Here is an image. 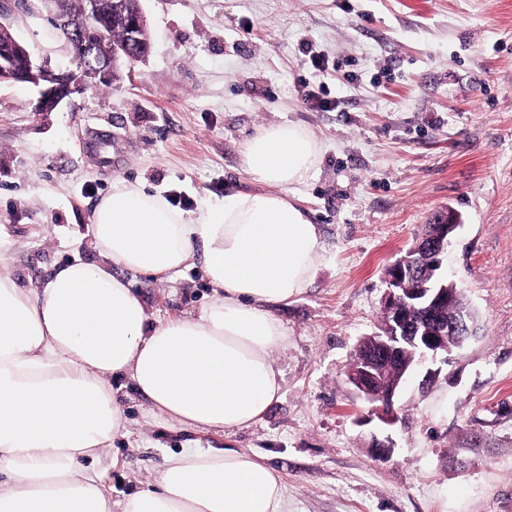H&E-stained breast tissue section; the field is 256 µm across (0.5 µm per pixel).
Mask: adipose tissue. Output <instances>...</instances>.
Wrapping results in <instances>:
<instances>
[{"label":"adipose tissue","mask_w":512,"mask_h":512,"mask_svg":"<svg viewBox=\"0 0 512 512\" xmlns=\"http://www.w3.org/2000/svg\"><path fill=\"white\" fill-rule=\"evenodd\" d=\"M320 153L301 126L260 128L243 149L260 190L188 218L131 185L94 211L96 259L33 288L0 273V512H287L279 476L253 452L170 455L119 501L97 460L126 429L113 378L199 430L249 428L279 398L271 352L287 333L272 309L304 292L322 258L318 225L286 189L308 180ZM198 255L214 297L194 316L151 319L114 274L169 280Z\"/></svg>","instance_id":"adipose-tissue-1"}]
</instances>
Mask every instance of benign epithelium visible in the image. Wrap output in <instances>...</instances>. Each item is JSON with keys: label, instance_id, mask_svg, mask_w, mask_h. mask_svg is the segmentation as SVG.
Wrapping results in <instances>:
<instances>
[{"label": "benign epithelium", "instance_id": "7a95c632", "mask_svg": "<svg viewBox=\"0 0 512 512\" xmlns=\"http://www.w3.org/2000/svg\"><path fill=\"white\" fill-rule=\"evenodd\" d=\"M104 0H84L80 22L69 10V0H55L54 21L65 37L76 67L54 70L37 61L27 47L11 34L10 24L0 14V81L27 83L39 89L34 105L36 112H50L63 100L82 94L102 82L112 81L116 62L128 67L145 61L152 52L153 42L146 19L142 14L125 21L124 36L112 50V57L103 61L84 63L81 58L94 51L93 22L105 10ZM461 226L460 215L450 210L432 225L425 244H415L422 250L425 261L416 264L404 259L396 261L385 273V298L382 305L386 324L384 332L371 351L350 362L344 374L368 400L379 402L381 419L392 424L395 414L392 399L404 385L415 366H405L394 374L389 364L399 358L402 350L410 348L419 359L447 353L448 334L470 335V314L460 311L448 320L441 314L444 305L451 304L460 286L457 280L443 272L449 237Z\"/></svg>", "mask_w": 512, "mask_h": 512}]
</instances>
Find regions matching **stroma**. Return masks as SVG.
<instances>
[{
	"mask_svg": "<svg viewBox=\"0 0 512 512\" xmlns=\"http://www.w3.org/2000/svg\"><path fill=\"white\" fill-rule=\"evenodd\" d=\"M37 60L72 67L43 0H0ZM153 51L106 86L38 112V91L0 84V268L22 287L89 259L93 214L112 191H178L193 216L258 190L243 143L296 124L320 141L309 179L288 195L321 231L311 285L275 307L288 331L273 359L281 396L255 425L195 432L150 417L126 377L128 420L98 461L113 500L190 448L257 453L288 512H512V0H139ZM353 73L329 77L332 112L299 93L307 48ZM458 211L447 268L478 314L427 385L381 422L344 377L379 333L388 265L436 214ZM119 277L155 319L195 315L213 297L202 259L161 282ZM390 445L380 455L377 444Z\"/></svg>",
	"mask_w": 512,
	"mask_h": 512,
	"instance_id": "1",
	"label": "stroma"
}]
</instances>
